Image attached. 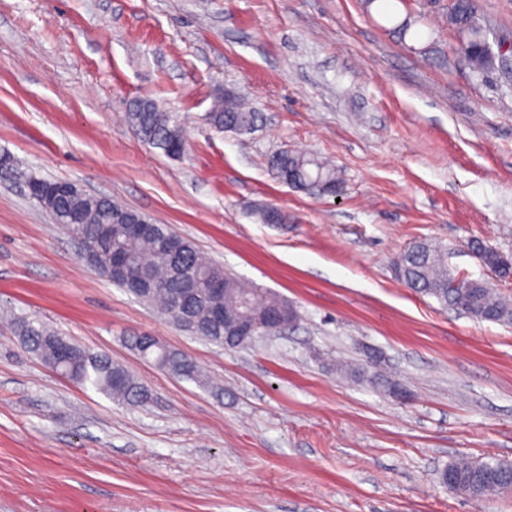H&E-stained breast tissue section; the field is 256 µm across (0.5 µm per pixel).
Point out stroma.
<instances>
[{"label":"stroma","instance_id":"stroma-1","mask_svg":"<svg viewBox=\"0 0 512 512\" xmlns=\"http://www.w3.org/2000/svg\"><path fill=\"white\" fill-rule=\"evenodd\" d=\"M448 0H0V157L112 198L193 240L298 310L277 336L227 349L112 284L22 184L0 179V307L108 354L142 404L85 390L0 323V512H512V491L449 492L460 457L512 462V325L407 288L396 257L440 245L487 274L470 240L512 255V67L472 76L450 50ZM421 17L450 56L389 33ZM257 129L205 119L216 93ZM182 122L177 158L126 114ZM276 150L330 160L339 196L275 180ZM284 210V224L251 212ZM200 368L132 348L140 334ZM378 362L404 398L346 378ZM133 346L144 357L153 356L154 362L162 368L190 379H194L199 375L197 365L184 354L165 350L154 355V336H135Z\"/></svg>","mask_w":512,"mask_h":512}]
</instances>
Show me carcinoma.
<instances>
[{
    "label": "carcinoma",
    "instance_id": "obj_1",
    "mask_svg": "<svg viewBox=\"0 0 512 512\" xmlns=\"http://www.w3.org/2000/svg\"><path fill=\"white\" fill-rule=\"evenodd\" d=\"M448 27L458 37L456 53L472 75L483 77L493 71L497 54L486 47L485 25L478 16L476 0H450L446 15ZM406 17L392 27L400 39H421ZM127 119L139 138L171 157L183 154L185 139L179 116L161 110L151 100H138ZM258 114L231 93L217 96L206 120L216 128L238 133L250 132ZM268 167L277 180L291 179L299 190L313 196L338 192L341 180L334 166L313 155L277 152L268 158ZM0 175L19 178L26 184L39 182L27 176L7 160L0 161ZM38 204L55 222L75 234L94 250L102 261L98 272L112 279L110 256L120 253L128 267L121 288L136 299L160 307L173 322L193 336L228 349L249 343L237 326L243 318L252 321L269 314H280L283 324L299 319L296 309L285 310V299L274 292L249 286L228 273L224 266L206 257L196 244L157 224L154 233L139 238L128 237L130 221L140 212L115 203L108 197L76 194L45 195ZM263 224L288 221V215L261 207L253 212ZM397 277L415 292L437 299L477 321L512 324V304L496 297L483 281L459 282L453 287L454 275L448 269L441 248L426 241H416L394 261ZM12 326L27 352L37 356L47 367L82 386H90L107 398L127 403H142L145 390L125 368L112 363L105 353L76 345L43 322L28 317L12 318ZM134 348L144 356L154 357L162 368L193 379L199 375L197 365L184 354L165 350L154 353L155 337H134ZM458 478L460 492L482 497L496 492V486L472 485L467 477L476 469L496 470L505 480L512 475V463L500 460L460 459L448 465Z\"/></svg>",
    "mask_w": 512,
    "mask_h": 512
}]
</instances>
